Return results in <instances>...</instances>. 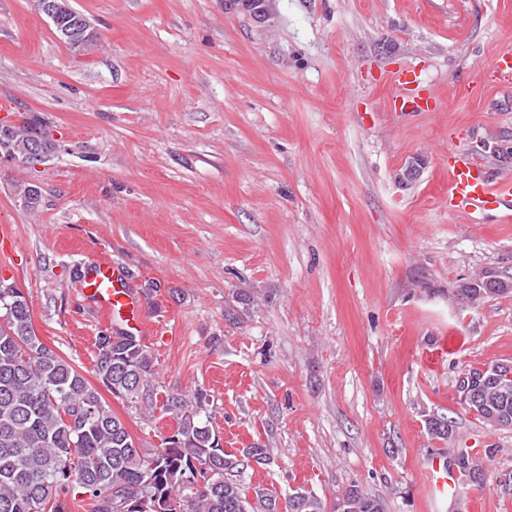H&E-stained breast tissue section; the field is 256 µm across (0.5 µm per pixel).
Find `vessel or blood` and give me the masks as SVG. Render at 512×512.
Instances as JSON below:
<instances>
[{
    "label": "vessel or blood",
    "instance_id": "b4317fda",
    "mask_svg": "<svg viewBox=\"0 0 512 512\" xmlns=\"http://www.w3.org/2000/svg\"><path fill=\"white\" fill-rule=\"evenodd\" d=\"M491 72L498 83H512V49L495 56ZM396 81L400 95L394 106L402 110L414 102L421 79L413 68L406 67L397 72ZM447 168L448 203L452 208L477 222L491 216L497 223L512 224L511 175L492 177L474 156L453 151L448 154ZM84 291L105 316L119 319L127 329L144 330L145 316L138 293L108 260L94 263L91 275L84 280ZM425 473L430 488L440 493L459 478L437 458L427 462Z\"/></svg>",
    "mask_w": 512,
    "mask_h": 512
}]
</instances>
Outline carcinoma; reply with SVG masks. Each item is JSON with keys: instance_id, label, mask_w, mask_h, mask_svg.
<instances>
[{"instance_id": "1", "label": "carcinoma", "mask_w": 512, "mask_h": 512, "mask_svg": "<svg viewBox=\"0 0 512 512\" xmlns=\"http://www.w3.org/2000/svg\"><path fill=\"white\" fill-rule=\"evenodd\" d=\"M25 135L11 140L24 156L32 144L51 148L38 123L27 120ZM484 295L476 282L456 291L462 304ZM246 291L231 294L224 316L237 324L254 307ZM93 384L36 333L28 295L0 281V512H282L278 496L257 489L250 497L233 472L257 458L258 444L226 452L211 427L208 394L154 392L152 354L127 333L103 331L95 339ZM146 402L174 421L172 440L146 455L125 423L103 398ZM512 414V400L491 395L473 412L493 427V416ZM456 468L473 486L482 471L474 457L458 452ZM321 501L305 491L288 498V512H321ZM341 512H384L380 499L356 489Z\"/></svg>"}]
</instances>
